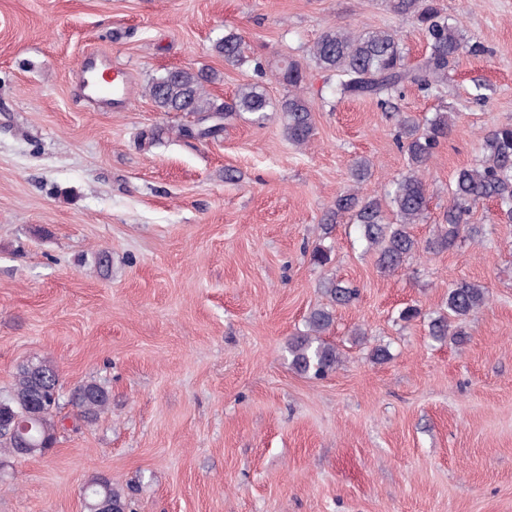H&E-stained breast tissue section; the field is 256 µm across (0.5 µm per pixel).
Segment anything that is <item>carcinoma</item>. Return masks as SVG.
<instances>
[{
  "label": "carcinoma",
  "instance_id": "carcinoma-1",
  "mask_svg": "<svg viewBox=\"0 0 512 512\" xmlns=\"http://www.w3.org/2000/svg\"><path fill=\"white\" fill-rule=\"evenodd\" d=\"M391 9L400 16H413L421 26L429 48L428 55L415 69L404 65V55L397 34L388 29L354 32L340 25L329 27L311 49L315 63L337 77L335 91L342 97L373 99L382 106L392 105L402 87L414 83L431 90L444 80L448 63L476 49L464 37L434 0H389ZM215 52L228 63L244 60V43L240 34L226 31L213 45ZM280 80L288 85V95L281 101L288 140L306 146L313 136L312 110L301 94L304 73L293 61L280 68ZM211 76L203 70L177 68L152 79L147 94L160 112H191L198 115L199 126L180 130V135L205 139L218 135L224 125L236 116L248 113L261 122L270 107L264 88L257 83L239 87L229 103L217 102L206 89ZM453 115L439 112L427 125L409 113L397 114L396 142L407 157V172L392 181L383 194H359L349 190L336 197L327 221L348 215L355 225L358 240L366 253L375 257L377 268L393 274L416 254L450 251L458 243L479 240L483 228L469 221L473 209L481 201L496 202L497 220L512 224V123L496 126L483 136L482 155L473 165L455 170L449 181L450 203L442 222L435 225L430 237L421 240L411 231L422 223L427 212V184L423 170L441 140L448 137ZM372 163L356 161L351 168L353 183L367 181ZM330 305L312 309L305 330L288 342L292 368L301 375L322 379L343 363V354L324 339L335 323V307L347 306L358 296V289L334 277L323 282ZM488 301V290L475 282L461 280L448 288L444 308L429 319L428 335L435 341L448 339L462 345L467 341L464 324ZM59 376L56 367L45 359H34L19 365L13 382L0 394V448L15 450L18 437L10 422L22 418L30 400L40 402L39 413L28 419V437L36 444L56 441L62 426ZM109 391L91 381L74 389L69 399L75 415L92 423L109 405ZM86 510L93 512L99 500L112 501L114 512H125L126 497L109 478L95 476L84 491Z\"/></svg>",
  "mask_w": 512,
  "mask_h": 512
}]
</instances>
